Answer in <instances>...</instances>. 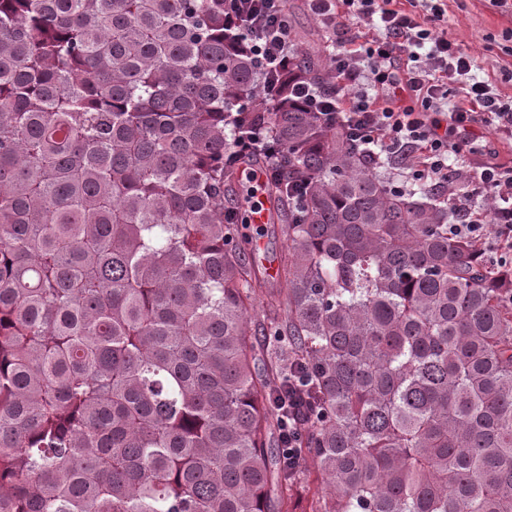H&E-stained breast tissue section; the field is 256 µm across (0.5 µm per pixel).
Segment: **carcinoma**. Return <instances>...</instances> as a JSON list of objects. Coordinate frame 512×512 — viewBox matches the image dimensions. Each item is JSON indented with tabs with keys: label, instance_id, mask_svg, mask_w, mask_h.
Returning <instances> with one entry per match:
<instances>
[{
	"label": "carcinoma",
	"instance_id": "cac0c4a2",
	"mask_svg": "<svg viewBox=\"0 0 512 512\" xmlns=\"http://www.w3.org/2000/svg\"><path fill=\"white\" fill-rule=\"evenodd\" d=\"M295 79L224 0H0V512H512V275ZM257 129L272 278L224 203Z\"/></svg>",
	"mask_w": 512,
	"mask_h": 512
}]
</instances>
